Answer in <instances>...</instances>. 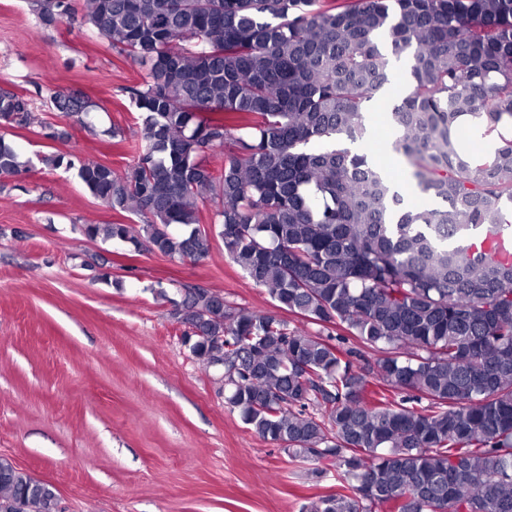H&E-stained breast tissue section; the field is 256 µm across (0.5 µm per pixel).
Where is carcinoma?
Masks as SVG:
<instances>
[{
  "instance_id": "cac0c4a2",
  "label": "carcinoma",
  "mask_w": 512,
  "mask_h": 512,
  "mask_svg": "<svg viewBox=\"0 0 512 512\" xmlns=\"http://www.w3.org/2000/svg\"><path fill=\"white\" fill-rule=\"evenodd\" d=\"M29 5L45 26L80 18L142 68L134 162L78 174L144 223L82 234L193 263L218 237L301 321L196 285L157 291L197 363L228 365L224 402L255 434L335 468L336 492L304 512H512V258L498 250L512 254V0ZM401 59L395 149L437 207L404 203L361 150ZM49 99L88 126L91 101ZM31 120V99L0 92V126ZM472 129L499 139L493 156L466 149ZM32 168L1 136L0 177ZM0 512H58V496L0 457Z\"/></svg>"
}]
</instances>
